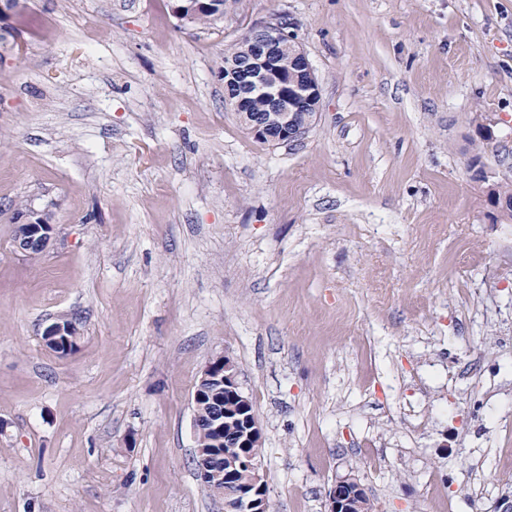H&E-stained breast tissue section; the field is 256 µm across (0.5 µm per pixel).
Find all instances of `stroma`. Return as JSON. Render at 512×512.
Here are the masks:
<instances>
[{"label":"stroma","mask_w":512,"mask_h":512,"mask_svg":"<svg viewBox=\"0 0 512 512\" xmlns=\"http://www.w3.org/2000/svg\"><path fill=\"white\" fill-rule=\"evenodd\" d=\"M28 0L0 56V512H224L195 386L238 366L270 512H493L512 495V0ZM290 23L294 143L225 102L224 48ZM492 123L495 142L480 124ZM488 179V180H489ZM50 210L37 258L23 205ZM79 321L75 350L43 332ZM225 0L205 1L197 9L190 12L191 20L185 22L194 28H206L224 17ZM50 220L51 215L44 213V215L38 217L36 221L15 225V246L25 253H27L26 249L30 247L39 249L41 253L44 252L50 243L51 234L54 229V224H51ZM18 228L24 229L23 235L17 233ZM362 492L369 499L364 487L355 478L342 477L329 492L326 512H353L350 500L354 497L353 490ZM370 500V499H369Z\"/></svg>","instance_id":"stroma-1"}]
</instances>
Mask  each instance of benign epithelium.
I'll return each mask as SVG.
<instances>
[{
    "label": "benign epithelium",
    "instance_id": "7a95c632",
    "mask_svg": "<svg viewBox=\"0 0 512 512\" xmlns=\"http://www.w3.org/2000/svg\"><path fill=\"white\" fill-rule=\"evenodd\" d=\"M243 39L248 44V58L244 65L224 66V78L235 82V91L225 97L234 112L244 115L250 133L268 142H294L304 135V128L297 125L295 113L319 112L321 94L319 82L295 32L286 30L279 18L257 24L249 29ZM262 102L263 111L250 115L255 103ZM23 228L24 234H15V246L24 251L35 247L45 251L53 232L51 215L46 213L35 221L15 228ZM220 369L217 378L224 384V391L241 393L237 380L238 371L229 358L206 365L202 377L207 378L215 369ZM234 471L218 476L228 481L230 488H219L214 494L226 498L232 496L237 508L243 512H265V503L252 501L239 491L231 490L237 485ZM365 492L355 478L342 477L329 492L326 512H352L350 500L354 492Z\"/></svg>",
    "mask_w": 512,
    "mask_h": 512
}]
</instances>
